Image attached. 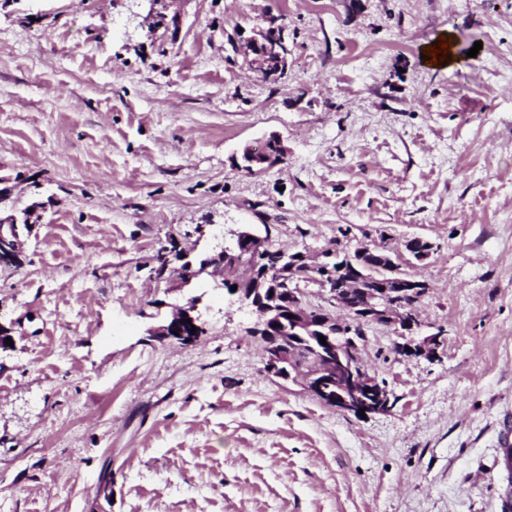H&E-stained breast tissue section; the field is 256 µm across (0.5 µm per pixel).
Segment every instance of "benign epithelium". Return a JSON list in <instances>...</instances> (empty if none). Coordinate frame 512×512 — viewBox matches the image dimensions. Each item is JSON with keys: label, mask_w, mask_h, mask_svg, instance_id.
I'll use <instances>...</instances> for the list:
<instances>
[{"label": "benign epithelium", "mask_w": 512, "mask_h": 512, "mask_svg": "<svg viewBox=\"0 0 512 512\" xmlns=\"http://www.w3.org/2000/svg\"><path fill=\"white\" fill-rule=\"evenodd\" d=\"M288 40L284 27L275 20L264 28L253 31L246 40V61L249 70L265 80H277L288 68ZM287 148L282 139L273 135L264 147L255 149L249 145L240 153V168L248 173L261 171L282 163ZM24 238L20 237L18 225H0V266L17 267L23 263ZM408 273L402 269L400 255L381 253L377 260L367 263L359 270L351 287L360 290L364 296L363 315L374 320L380 318L385 325L402 328L412 333L421 327L416 309L412 306L388 305L386 299L396 290L391 285L408 281L413 290L428 288L423 281L407 280ZM306 284L315 286L336 298V304L347 311V318L355 319L348 297L329 288L328 274L321 264L307 265ZM196 304L193 301L180 308L173 319L158 331L160 336H169L181 342L193 338L190 329L197 326L198 317L193 315ZM293 318L290 323L299 335H308L330 324L340 326L336 340L326 339L325 351L301 361L286 350L268 349L264 356L267 373L284 381L299 382L317 399L330 406L353 414L362 410L365 414L379 413L389 407V391L377 377L371 375L362 364L357 352L359 344L353 340L341 339L345 335L343 319L338 317H314L309 309L298 303L290 308Z\"/></svg>", "instance_id": "benign-epithelium-1"}]
</instances>
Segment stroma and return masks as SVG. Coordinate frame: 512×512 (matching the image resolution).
Instances as JSON below:
<instances>
[{
	"instance_id": "35a3bbf8",
	"label": "stroma",
	"mask_w": 512,
	"mask_h": 512,
	"mask_svg": "<svg viewBox=\"0 0 512 512\" xmlns=\"http://www.w3.org/2000/svg\"><path fill=\"white\" fill-rule=\"evenodd\" d=\"M278 18L287 72L242 40ZM482 42L430 65L427 47ZM288 154L248 173L242 148ZM0 512H503L512 489V0H0ZM252 229L313 261L421 237L422 334L364 327L388 410L264 370L215 268ZM195 302L189 345L158 335ZM9 221L11 224L2 223ZM0 223V266L17 267L23 263L25 240L14 224V215L0 218Z\"/></svg>"
}]
</instances>
